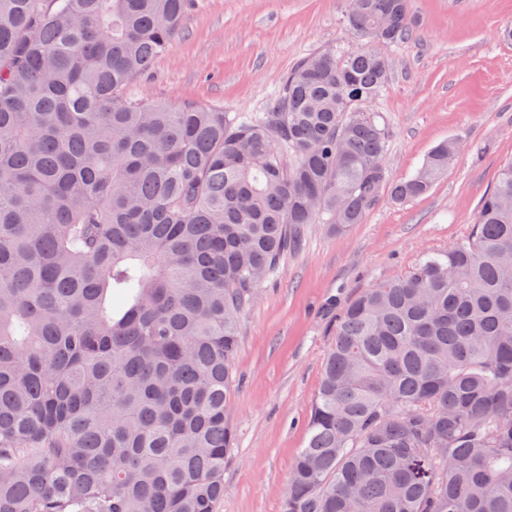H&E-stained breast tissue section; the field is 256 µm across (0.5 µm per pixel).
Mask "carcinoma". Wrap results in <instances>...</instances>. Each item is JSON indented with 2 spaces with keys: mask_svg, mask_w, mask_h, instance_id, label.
<instances>
[{
  "mask_svg": "<svg viewBox=\"0 0 512 512\" xmlns=\"http://www.w3.org/2000/svg\"><path fill=\"white\" fill-rule=\"evenodd\" d=\"M185 0H0V512H218L239 317L309 224L427 194L366 108L409 0H349L373 46L316 52L270 111L125 96ZM281 512H512V161L448 249L336 325Z\"/></svg>",
  "mask_w": 512,
  "mask_h": 512,
  "instance_id": "1",
  "label": "carcinoma"
}]
</instances>
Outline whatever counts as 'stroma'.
I'll use <instances>...</instances> for the list:
<instances>
[{"instance_id":"stroma-1","label":"stroma","mask_w":512,"mask_h":512,"mask_svg":"<svg viewBox=\"0 0 512 512\" xmlns=\"http://www.w3.org/2000/svg\"><path fill=\"white\" fill-rule=\"evenodd\" d=\"M347 0H187L168 51L129 85V98L193 103L256 117L300 59L368 46L346 23ZM412 35L385 46L387 81L371 101L388 129L391 179L411 176L439 142L461 152L420 198L383 196L340 235L308 225L300 250L241 315L220 512H280L307 434L323 359L347 305L447 249L474 222L498 168L512 160V0H410Z\"/></svg>"}]
</instances>
